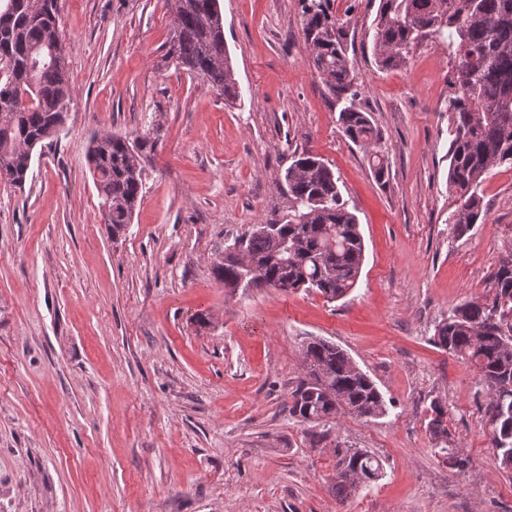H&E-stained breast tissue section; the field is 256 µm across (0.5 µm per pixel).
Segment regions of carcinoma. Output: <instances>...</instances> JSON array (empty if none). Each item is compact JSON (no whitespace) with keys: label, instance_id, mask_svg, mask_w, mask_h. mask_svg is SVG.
Returning a JSON list of instances; mask_svg holds the SVG:
<instances>
[{"label":"carcinoma","instance_id":"cac0c4a2","mask_svg":"<svg viewBox=\"0 0 512 512\" xmlns=\"http://www.w3.org/2000/svg\"><path fill=\"white\" fill-rule=\"evenodd\" d=\"M331 0H303L302 31L315 68L336 98L344 136L369 153L377 178L385 159L373 150L379 132L371 116L355 106L359 95L345 34ZM441 39L453 61L449 79L448 184L458 206L448 217L461 235L485 220L480 187L501 166L512 167V0H379L373 44L382 69L406 64L424 39ZM61 30V0H0V184L22 187L38 144L55 136L74 101ZM164 58L237 98V83L224 47L219 0H176ZM154 128L130 139L94 136L88 163L117 236L131 223L143 197L146 163L158 140ZM291 205L281 217L258 224L250 235L224 247L215 268L224 287L242 281L254 287L286 285L312 291L327 301L348 295L364 261L357 218L343 200L338 178L319 155L304 150L285 172ZM240 248L256 268L250 277L229 249ZM442 350L469 363L490 393L487 414L491 444L500 466L512 474V255L500 259L484 298L455 306L433 336ZM304 376L291 392L289 413L305 424L337 416L378 418L387 403L371 378L336 344L315 338L302 345ZM427 427L441 445L448 468L464 473L472 459L448 441L447 411L431 402ZM336 493L346 499L382 476V462L364 452H337Z\"/></svg>","mask_w":512,"mask_h":512}]
</instances>
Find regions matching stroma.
<instances>
[{
	"label": "stroma",
	"instance_id": "1",
	"mask_svg": "<svg viewBox=\"0 0 512 512\" xmlns=\"http://www.w3.org/2000/svg\"><path fill=\"white\" fill-rule=\"evenodd\" d=\"M332 2L380 133L381 180L341 132L300 0H220L233 104L164 60L173 0H62L73 108L24 187L0 186V512H512L487 390L433 342L512 254V169L481 187L486 222L456 236L447 50L427 40L379 69L377 0ZM154 117L143 200L116 238L88 143ZM305 149L331 164L358 219L357 285L333 302L225 287L214 273L225 245L287 211L284 173ZM309 336L350 354L386 415L320 426L289 415ZM435 400L473 460L466 473L434 453ZM345 448L384 474L342 500Z\"/></svg>",
	"mask_w": 512,
	"mask_h": 512
}]
</instances>
